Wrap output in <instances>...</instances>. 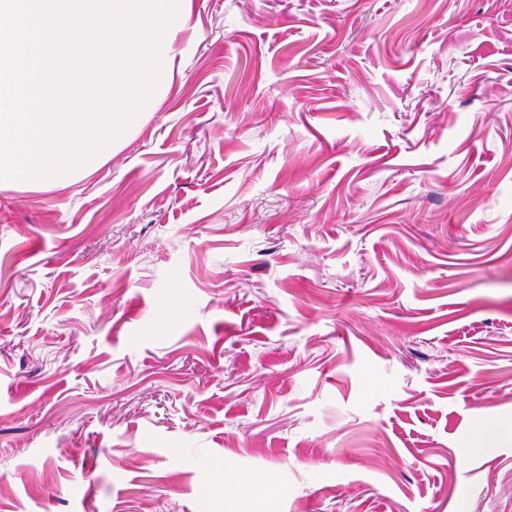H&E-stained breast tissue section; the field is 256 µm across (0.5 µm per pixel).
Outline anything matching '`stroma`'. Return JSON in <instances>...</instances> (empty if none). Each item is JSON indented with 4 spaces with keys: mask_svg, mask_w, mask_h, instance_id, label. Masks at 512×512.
<instances>
[{
    "mask_svg": "<svg viewBox=\"0 0 512 512\" xmlns=\"http://www.w3.org/2000/svg\"><path fill=\"white\" fill-rule=\"evenodd\" d=\"M95 172L0 187V512H512V0H193Z\"/></svg>",
    "mask_w": 512,
    "mask_h": 512,
    "instance_id": "stroma-1",
    "label": "stroma"
}]
</instances>
